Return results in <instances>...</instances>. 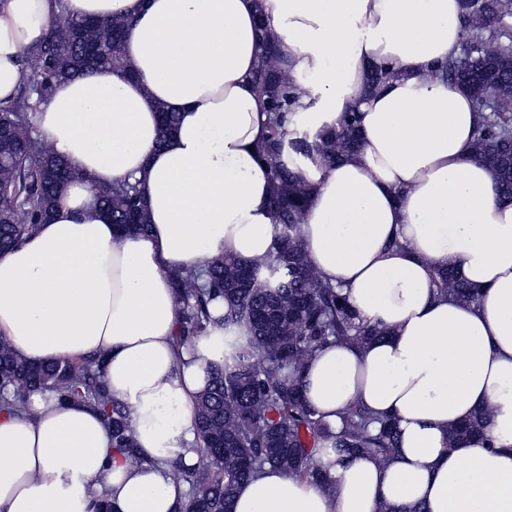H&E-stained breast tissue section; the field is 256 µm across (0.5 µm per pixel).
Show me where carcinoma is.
<instances>
[{
	"mask_svg": "<svg viewBox=\"0 0 512 512\" xmlns=\"http://www.w3.org/2000/svg\"><path fill=\"white\" fill-rule=\"evenodd\" d=\"M468 52L439 68L471 98L482 113L474 132V154L495 175L496 191L512 200V0H461ZM130 19L114 15L87 20L63 16L37 45L24 50V79L16 96L0 102V119L10 134L0 135V254L31 233L58 202L63 183L81 177L78 168L53 156L30 135L29 113L53 87L97 67L125 68L122 42ZM111 46L109 54L89 61L87 50ZM271 33L263 37L264 54L253 74L257 92L266 98L270 122L258 158L270 169L272 210L278 237L276 255L244 260L226 255L207 263V279L193 273L173 274L179 301L178 330L182 346L224 327V365L213 370L197 399L200 460L192 468L174 465L177 480L188 485L185 512H233L240 484L266 467L330 491L320 459L330 443L342 456L367 454L387 459L399 447L396 424L359 404L330 424L302 393V376L312 354L332 342L362 344L384 330L356 322L346 296L307 260L300 243L303 212L311 186L299 169L282 161L284 143L304 158L339 162L359 147L358 117L343 115L338 125L314 138L286 140L287 124L306 90L277 60ZM499 111L485 113L486 101ZM113 223L129 233L149 229L138 185L122 181L100 190ZM438 292L462 303L476 301L478 290L450 265L434 269ZM227 301L220 316L212 305ZM246 330L247 335L238 332ZM51 390L59 403L77 404L100 413L112 433L113 447L129 454L135 440L128 410L108 395L98 359L30 363L0 338V414L21 416L29 394ZM488 417L478 410L453 428L459 443L486 434Z\"/></svg>",
	"mask_w": 512,
	"mask_h": 512,
	"instance_id": "carcinoma-1",
	"label": "carcinoma"
}]
</instances>
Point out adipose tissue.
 Here are the masks:
<instances>
[{
    "label": "adipose tissue",
    "mask_w": 512,
    "mask_h": 512,
    "mask_svg": "<svg viewBox=\"0 0 512 512\" xmlns=\"http://www.w3.org/2000/svg\"><path fill=\"white\" fill-rule=\"evenodd\" d=\"M127 16L126 70L56 85L30 115L35 136L82 173L54 209L0 255V338L21 358H100L129 411L135 456L112 446L98 413L31 394L0 415V512H182L173 463H198L195 397L224 362V331L182 349L171 274L233 255H273V184L256 148L268 133L252 84L260 28L278 56L314 81L296 128L316 134L344 113L362 145L344 161L282 159L311 185L301 244L346 296L369 343H331L310 359L303 392L332 427L358 403L397 421L387 460L321 459L334 487L265 468L234 512H512V202L475 158L470 97L438 76L463 36L460 0H0V100L23 78L21 55L60 16ZM395 75L370 91L371 70ZM176 112L163 133L160 108ZM138 182L150 229L124 235L98 189ZM449 264L476 302L440 296ZM489 440L448 432L477 409Z\"/></svg>",
    "instance_id": "adipose-tissue-1"
}]
</instances>
